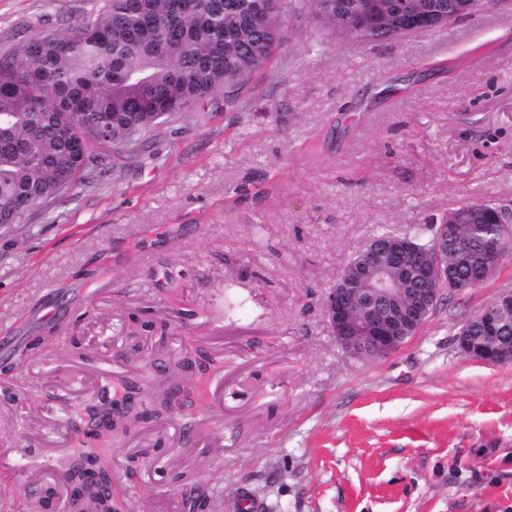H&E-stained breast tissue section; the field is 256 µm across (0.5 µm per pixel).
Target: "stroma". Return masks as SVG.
<instances>
[{"instance_id":"obj_1","label":"stroma","mask_w":512,"mask_h":512,"mask_svg":"<svg viewBox=\"0 0 512 512\" xmlns=\"http://www.w3.org/2000/svg\"><path fill=\"white\" fill-rule=\"evenodd\" d=\"M101 0H0V56ZM512 207V0L365 45L302 17L239 107L207 100L0 226V512L69 494L70 411L111 384L224 359L207 403L110 450L127 512H512V363L462 325L512 290V255L419 332L345 355L323 302L384 229L453 201Z\"/></svg>"}]
</instances>
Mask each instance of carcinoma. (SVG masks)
I'll use <instances>...</instances> for the list:
<instances>
[{
	"instance_id": "cac0c4a2",
	"label": "carcinoma",
	"mask_w": 512,
	"mask_h": 512,
	"mask_svg": "<svg viewBox=\"0 0 512 512\" xmlns=\"http://www.w3.org/2000/svg\"><path fill=\"white\" fill-rule=\"evenodd\" d=\"M258 0H103L67 31L39 32L19 49L0 57V224H17L28 206L59 196L57 183L70 190L81 173L102 155L133 140L177 112L224 95L240 101L246 81L226 85L231 70L246 75L262 67L288 39L289 22L302 14L341 31L336 5L345 0H273L280 27L270 33L250 16ZM360 43L401 37L393 30L346 34ZM448 273L439 287L455 293L454 278L474 273L485 259L500 265L512 249L509 210L487 202H465L448 209ZM505 244L491 258L487 238ZM100 433L86 431L77 442L78 462L69 480L81 483L74 512H112L128 507L84 482L87 470L110 467Z\"/></svg>"
}]
</instances>
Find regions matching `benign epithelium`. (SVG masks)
<instances>
[{"mask_svg": "<svg viewBox=\"0 0 512 512\" xmlns=\"http://www.w3.org/2000/svg\"><path fill=\"white\" fill-rule=\"evenodd\" d=\"M447 18L438 3L393 0L382 8L377 0H354L341 19L344 28L390 27L424 33ZM432 249L421 250L409 236L372 238L350 259L327 296L325 318L337 345L358 359L370 350L380 356L402 347L424 325L437 304L444 279L442 256L448 254V225H434ZM494 314L482 312L479 329L490 345L475 342L464 324L457 343L464 354L488 364L505 362V350L495 344L504 318L512 312V291L495 302Z\"/></svg>", "mask_w": 512, "mask_h": 512, "instance_id": "7a95c632", "label": "benign epithelium"}]
</instances>
